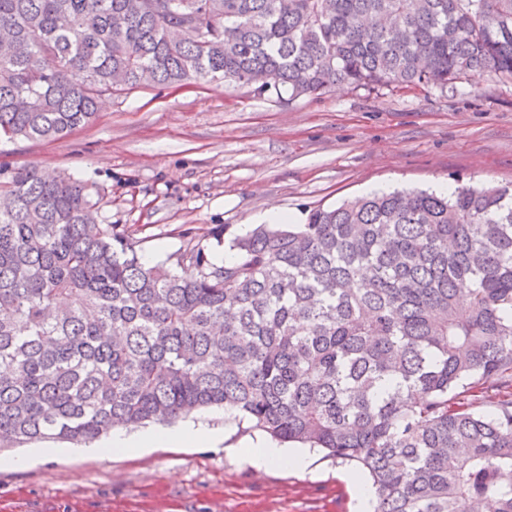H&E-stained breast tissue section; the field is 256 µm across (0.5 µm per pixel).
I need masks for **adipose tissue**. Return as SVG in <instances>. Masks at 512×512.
I'll return each instance as SVG.
<instances>
[{
    "label": "adipose tissue",
    "mask_w": 512,
    "mask_h": 512,
    "mask_svg": "<svg viewBox=\"0 0 512 512\" xmlns=\"http://www.w3.org/2000/svg\"><path fill=\"white\" fill-rule=\"evenodd\" d=\"M218 440V434L212 430L185 424L165 433L152 430H144L132 435L116 432L111 437L101 440L100 445L115 451L136 452L145 448L205 447L216 444ZM245 457L247 462L258 470L279 467L285 470L302 471L308 466L304 454L288 450L270 441L258 442L256 446L246 451Z\"/></svg>",
    "instance_id": "1"
}]
</instances>
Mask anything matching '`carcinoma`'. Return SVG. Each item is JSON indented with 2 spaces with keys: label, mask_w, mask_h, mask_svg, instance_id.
I'll return each instance as SVG.
<instances>
[{
  "label": "carcinoma",
  "mask_w": 512,
  "mask_h": 512,
  "mask_svg": "<svg viewBox=\"0 0 512 512\" xmlns=\"http://www.w3.org/2000/svg\"><path fill=\"white\" fill-rule=\"evenodd\" d=\"M0 135L104 94L222 81L292 101L512 78V0H0ZM87 184L0 172V447L224 405L364 472L374 512H512V186L371 193L173 270Z\"/></svg>",
  "instance_id": "obj_1"
}]
</instances>
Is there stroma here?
Wrapping results in <instances>:
<instances>
[{"mask_svg": "<svg viewBox=\"0 0 512 512\" xmlns=\"http://www.w3.org/2000/svg\"><path fill=\"white\" fill-rule=\"evenodd\" d=\"M35 165L87 182L100 221L143 262L176 267L187 237L212 261L273 205L310 209L377 191L512 183V81L436 88L332 86L278 103L220 82L140 87L102 97L95 119L55 140L0 139V166ZM190 422L219 431L209 448L41 458L0 469V512H353L354 466L311 448L309 472L253 469L260 438L241 414L211 406Z\"/></svg>", "mask_w": 512, "mask_h": 512, "instance_id": "35a3bbf8", "label": "stroma"}]
</instances>
